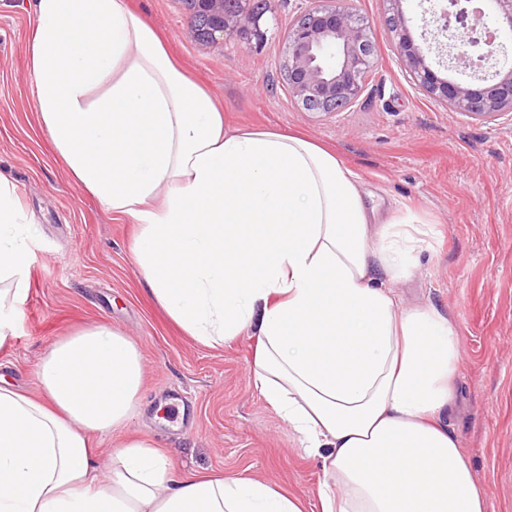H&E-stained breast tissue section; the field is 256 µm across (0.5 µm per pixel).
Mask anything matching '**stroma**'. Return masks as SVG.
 <instances>
[{
    "instance_id": "35a3bbf8",
    "label": "stroma",
    "mask_w": 512,
    "mask_h": 512,
    "mask_svg": "<svg viewBox=\"0 0 512 512\" xmlns=\"http://www.w3.org/2000/svg\"><path fill=\"white\" fill-rule=\"evenodd\" d=\"M371 25L376 64L364 102L322 116L292 98L286 36L309 0H277L263 41L202 42L180 0H129L182 70L234 127L300 131L330 146L384 207L411 209L434 234L399 284L405 305L449 315L462 347L450 420L488 499L512 512V118L484 123L448 111L412 83L384 30L382 0H353ZM37 0H0V176L38 236L28 291L0 378L37 389L57 338L102 323L139 348L142 407L124 430L154 440L179 471H243L316 504L320 466L249 381L252 342L221 348L185 336L151 297L134 262L139 226L106 212L70 176L39 123L28 44Z\"/></svg>"
}]
</instances>
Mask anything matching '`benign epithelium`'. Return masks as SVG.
Masks as SVG:
<instances>
[{
  "label": "benign epithelium",
  "instance_id": "7a95c632",
  "mask_svg": "<svg viewBox=\"0 0 512 512\" xmlns=\"http://www.w3.org/2000/svg\"><path fill=\"white\" fill-rule=\"evenodd\" d=\"M190 15L203 19L191 32L211 43L235 37L244 46L263 41L261 20L275 9L257 11L252 0H183ZM388 5L385 23L401 65L414 84L452 112L475 121L512 117V67L497 69L496 57L507 52L498 41L499 26L512 36V0H487V10L472 15L470 0H428L423 13L435 24L437 48L446 49L445 77L432 68L427 54L415 44L401 4ZM374 67L370 26L350 0H310L288 30L286 80L292 97L305 109L320 114L345 112L358 105L366 78Z\"/></svg>",
  "mask_w": 512,
  "mask_h": 512
}]
</instances>
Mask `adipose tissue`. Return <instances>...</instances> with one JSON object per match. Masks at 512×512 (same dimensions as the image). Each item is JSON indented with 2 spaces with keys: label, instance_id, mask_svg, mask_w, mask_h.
<instances>
[{
  "label": "adipose tissue",
  "instance_id": "ef3b65f1",
  "mask_svg": "<svg viewBox=\"0 0 512 512\" xmlns=\"http://www.w3.org/2000/svg\"><path fill=\"white\" fill-rule=\"evenodd\" d=\"M28 58L71 176L140 224L157 304L208 347L253 332L250 381L319 459V512H487L449 424L455 326L395 291L428 244L415 215L379 217L357 173L302 133L229 129L128 0H38ZM35 239L0 180V347ZM36 379L34 395L0 382V512H305L254 476L176 472L146 438L100 467L90 436L127 423L143 379L119 330L57 339Z\"/></svg>",
  "mask_w": 512,
  "mask_h": 512
}]
</instances>
